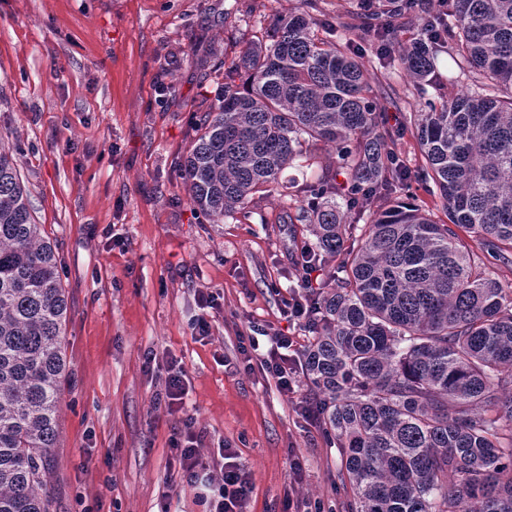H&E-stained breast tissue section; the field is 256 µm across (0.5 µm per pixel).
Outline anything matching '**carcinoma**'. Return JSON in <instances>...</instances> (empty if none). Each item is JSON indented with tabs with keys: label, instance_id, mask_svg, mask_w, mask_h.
Returning a JSON list of instances; mask_svg holds the SVG:
<instances>
[{
	"label": "carcinoma",
	"instance_id": "obj_1",
	"mask_svg": "<svg viewBox=\"0 0 512 512\" xmlns=\"http://www.w3.org/2000/svg\"><path fill=\"white\" fill-rule=\"evenodd\" d=\"M412 14L422 37L394 47ZM357 20L379 61L416 82H434L445 49L474 75L476 91L450 80L409 117L415 181L448 222L397 194L408 170L373 76L315 0L224 64L181 178L215 223L250 221L257 197L295 203L336 262L310 297L303 371L349 512H512V289L495 271L512 264V0H361ZM303 159L320 174L293 193L281 176ZM67 310L17 150L0 143V512L52 506Z\"/></svg>",
	"mask_w": 512,
	"mask_h": 512
}]
</instances>
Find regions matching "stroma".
Instances as JSON below:
<instances>
[{
    "label": "stroma",
    "instance_id": "obj_1",
    "mask_svg": "<svg viewBox=\"0 0 512 512\" xmlns=\"http://www.w3.org/2000/svg\"><path fill=\"white\" fill-rule=\"evenodd\" d=\"M303 0H0V139L17 147L33 216L59 257L69 309L65 376L49 484L52 512H204L178 473L185 418L252 475L244 512L288 504L348 512L341 455L259 357L283 334L306 343L286 299L328 281L297 259L314 241L280 197L249 223H210L182 186L180 161L222 65ZM389 127L418 111L400 69L357 42ZM217 304L202 307V295ZM207 337L194 335L198 318ZM189 380L167 409L170 374ZM299 462V476L290 465Z\"/></svg>",
    "mask_w": 512,
    "mask_h": 512
}]
</instances>
